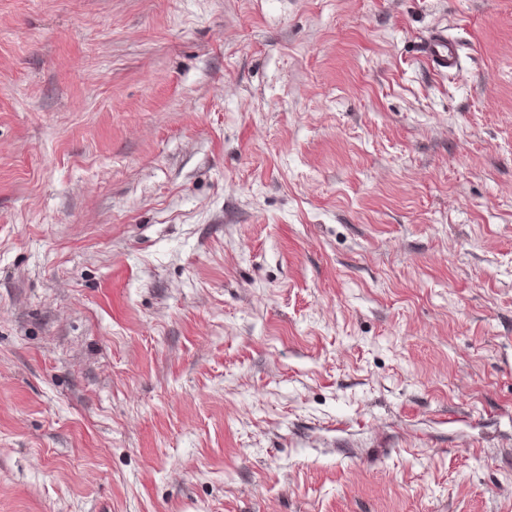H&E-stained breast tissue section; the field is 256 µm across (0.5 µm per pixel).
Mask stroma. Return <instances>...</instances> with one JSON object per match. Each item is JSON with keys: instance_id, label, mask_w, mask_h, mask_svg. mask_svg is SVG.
<instances>
[{"instance_id": "35a3bbf8", "label": "stroma", "mask_w": 512, "mask_h": 512, "mask_svg": "<svg viewBox=\"0 0 512 512\" xmlns=\"http://www.w3.org/2000/svg\"><path fill=\"white\" fill-rule=\"evenodd\" d=\"M0 512H512V0H0Z\"/></svg>"}]
</instances>
